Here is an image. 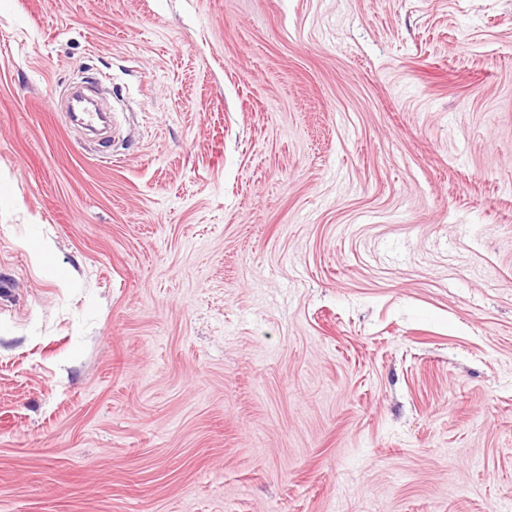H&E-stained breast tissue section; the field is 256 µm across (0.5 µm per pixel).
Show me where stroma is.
Returning <instances> with one entry per match:
<instances>
[{
    "label": "stroma",
    "mask_w": 512,
    "mask_h": 512,
    "mask_svg": "<svg viewBox=\"0 0 512 512\" xmlns=\"http://www.w3.org/2000/svg\"><path fill=\"white\" fill-rule=\"evenodd\" d=\"M0 512H512V0H0Z\"/></svg>",
    "instance_id": "1"
}]
</instances>
